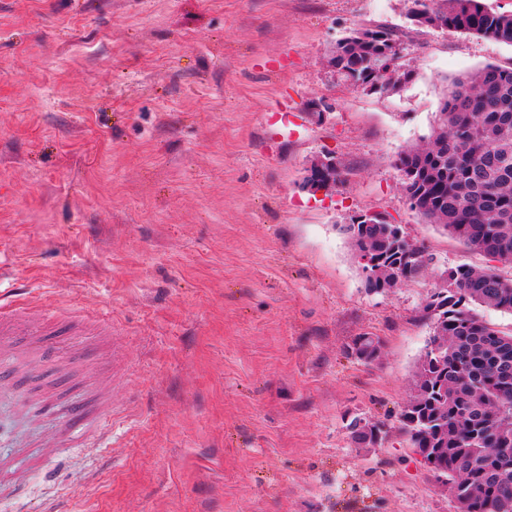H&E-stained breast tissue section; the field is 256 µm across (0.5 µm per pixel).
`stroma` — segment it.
<instances>
[{"instance_id":"obj_1","label":"stroma","mask_w":512,"mask_h":512,"mask_svg":"<svg viewBox=\"0 0 512 512\" xmlns=\"http://www.w3.org/2000/svg\"><path fill=\"white\" fill-rule=\"evenodd\" d=\"M408 0H0V512H458L399 413L440 272L490 266L423 223L399 154L447 80L512 45L409 25ZM396 30L397 94L332 77ZM329 153V191L304 171ZM384 214L427 273L370 292L340 226ZM365 333L383 356L347 352ZM107 410L103 430L59 405ZM383 426L358 448L347 424Z\"/></svg>"}]
</instances>
